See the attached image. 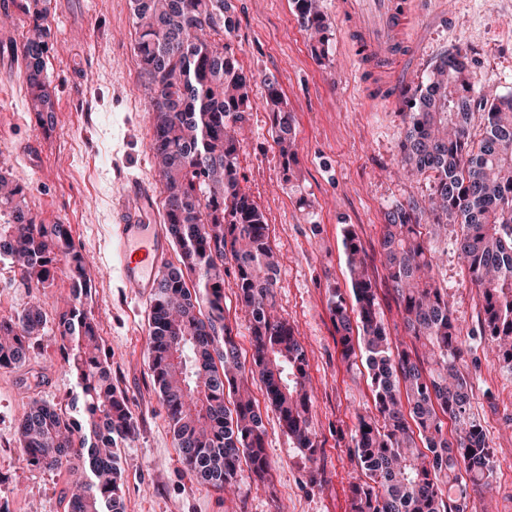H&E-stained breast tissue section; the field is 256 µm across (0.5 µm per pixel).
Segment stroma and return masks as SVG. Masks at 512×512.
Instances as JSON below:
<instances>
[{"label": "stroma", "instance_id": "obj_1", "mask_svg": "<svg viewBox=\"0 0 512 512\" xmlns=\"http://www.w3.org/2000/svg\"><path fill=\"white\" fill-rule=\"evenodd\" d=\"M231 3L235 28L226 40L253 78L239 149L240 185L263 212L279 257L277 311L307 353L315 459L294 447L256 379L251 389L267 429L265 479L242 469L239 490L229 496L198 486L180 460L150 380V302L122 283L108 242L124 179L140 177L154 192L162 190L145 97L128 92L139 76L130 0H50L46 72L55 114L44 126L28 108L21 61L10 50L21 42L29 19L10 8L9 20L0 21V160L26 185L37 222L69 225L89 259L92 292L84 307L112 353V378L126 394L136 425L119 448L125 512H350V486L361 475L351 450L355 414L372 409L373 400L366 368L341 357L329 310L333 289L349 288L341 229L353 226L375 278H382L379 241L387 211L423 202L430 192L424 177L393 172L410 94L426 81L436 58L456 48L467 55L479 87L512 93V0H418L409 32L414 53L400 63V94L387 103L366 96L336 0H318L328 23L322 60L315 59L291 0ZM87 22L93 29L88 38ZM268 77L277 79L294 115L297 162L288 176L264 104ZM448 231L431 246L454 316L468 330L477 323L480 298L453 246L456 225ZM70 293L66 270H57L52 287L38 293L0 261V317L15 315L36 298L54 314ZM465 369L497 465L496 493L472 496L469 509L512 512V370L484 358L477 346L466 353ZM24 371L44 375V383L20 388ZM74 390L50 335L23 370L0 369V499L9 512H63L57 492L63 481L76 480V472L29 467L16 426L30 398L60 408Z\"/></svg>", "mask_w": 512, "mask_h": 512}]
</instances>
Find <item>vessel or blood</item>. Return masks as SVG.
I'll list each match as a JSON object with an SVG mask.
<instances>
[{
  "label": "vessel or blood",
  "mask_w": 512,
  "mask_h": 512,
  "mask_svg": "<svg viewBox=\"0 0 512 512\" xmlns=\"http://www.w3.org/2000/svg\"><path fill=\"white\" fill-rule=\"evenodd\" d=\"M340 6L350 22L349 41L361 67L381 69L411 54L406 32L413 14L406 0H341ZM112 221L110 239L119 272L138 296L149 297L171 246L167 226L155 214L151 186L128 180Z\"/></svg>",
  "instance_id": "vessel-or-blood-1"
}]
</instances>
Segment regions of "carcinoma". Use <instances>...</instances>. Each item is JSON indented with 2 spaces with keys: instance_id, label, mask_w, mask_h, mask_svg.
I'll list each match as a JSON object with an SVG mask.
<instances>
[{
  "instance_id": "1",
  "label": "carcinoma",
  "mask_w": 512,
  "mask_h": 512,
  "mask_svg": "<svg viewBox=\"0 0 512 512\" xmlns=\"http://www.w3.org/2000/svg\"><path fill=\"white\" fill-rule=\"evenodd\" d=\"M29 18L17 49L24 64L28 107L53 119L44 75L49 52V0H14ZM138 33L135 52L164 187V221L179 249V265L159 277L150 305L151 381L183 464L200 486L236 490L241 459L265 478L267 430L248 391L246 373L264 384L270 405L295 447L318 450L309 423L306 351L292 326L275 313L278 260L264 214L241 189L239 142L252 109L251 80L229 43V0H130ZM303 28L317 36L315 58L326 57L328 27L316 0H292ZM265 104L283 159L296 163L292 116L277 80L264 81ZM482 132L471 134L474 96ZM398 166L431 182L425 205L399 204L387 213L380 249L384 279L401 308L412 345L392 347L382 320L378 285L357 233L346 225L342 245L349 294L334 290L330 310L341 355L360 350L375 412L359 413L351 434L366 480L351 484V512H468L471 493L494 490L496 467L486 429L473 412L472 381L463 366L464 337L478 339L485 357L512 369V93L477 88L467 55H440L406 113ZM26 186L0 173V260L11 261L29 288L53 285L66 265L72 300L56 311L51 331L77 390L67 408L30 399L17 433L34 469L81 474L60 491L65 512H124V480L115 448L135 422L112 380V363L96 322L83 308L90 293L89 260L67 224H38ZM447 224L461 226L458 258L477 288L481 309L468 333L453 316L448 288L437 279L430 239ZM249 317L252 364L245 369L224 323L226 261ZM195 277L188 287L186 277ZM361 334L353 336V323ZM36 301L0 318V369H16L46 335ZM454 425L448 436L445 421Z\"/></svg>"
}]
</instances>
